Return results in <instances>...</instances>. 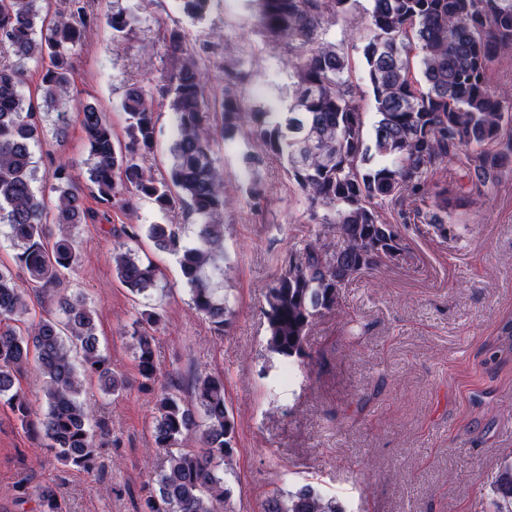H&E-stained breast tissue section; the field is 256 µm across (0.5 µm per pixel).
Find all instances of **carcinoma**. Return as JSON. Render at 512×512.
Returning <instances> with one entry per match:
<instances>
[{
	"label": "carcinoma",
	"instance_id": "carcinoma-1",
	"mask_svg": "<svg viewBox=\"0 0 512 512\" xmlns=\"http://www.w3.org/2000/svg\"><path fill=\"white\" fill-rule=\"evenodd\" d=\"M44 0H0V223L19 247V272L0 267V403L20 425L41 437L64 467L92 473L99 445L108 435L82 398L84 381L97 377L101 390L118 394L125 379L112 370L96 335V311L80 293L59 289L64 271L78 262L71 232L95 219L66 164L48 173L53 199L37 197L31 144L52 113L67 115L73 80L72 56L91 21L88 0H62L47 25L37 26ZM358 0H257L265 36L285 46L296 81L285 112H249L234 87L243 79L224 67L220 135L237 133L266 154L286 162L288 179L307 205L309 220L334 224L339 246L315 233L288 257L266 294V349L284 363L304 356L312 323L336 310L340 294L358 275L384 263L408 261L401 228L428 224L448 236V187L429 188V173L458 164L453 193L464 197L498 184L512 172V102L488 82L497 53L512 47V0H370L360 18ZM182 10L199 18L209 0H180ZM356 21L367 30L361 47L368 90L352 83L343 45L324 38L339 22ZM114 39L126 37L130 19L121 11L110 18ZM187 35L172 29L164 47L176 65L165 77L162 95L177 121L170 147L172 163L155 176L145 159L157 146L152 100L139 85L124 92L127 141L114 138L112 124L92 103L79 107L90 153L89 180L101 202L128 209L138 197L161 212L186 208L198 215L195 240L180 224H137L122 229L128 237L143 228L156 250L179 255L194 309L222 336L233 315L219 297L208 271L223 255L224 176L213 162L212 113L206 94L208 72L199 51L186 48ZM48 59L41 77L42 107L24 104L19 86L33 59ZM418 59L422 80L411 73ZM373 97L376 120L366 135L359 100ZM58 226L50 241L48 224ZM122 285L141 296L155 288L159 267L130 250L112 252ZM36 296L44 315L19 330L14 322L30 314ZM164 316L153 307L138 312L131 338L141 385L152 388L158 375L156 333ZM35 355L44 379L43 413L15 386ZM200 433L201 448L186 450L182 439ZM156 447L167 451L165 464L145 487L144 512H233L231 489L222 465L232 455L234 421L225 399L224 376L196 378L190 397L168 389L156 397L153 420ZM21 494L32 493L23 485ZM502 505H512V462L495 483ZM36 512H66L51 489L33 493ZM263 512H343L338 502L310 485L268 497Z\"/></svg>",
	"mask_w": 512,
	"mask_h": 512
}]
</instances>
